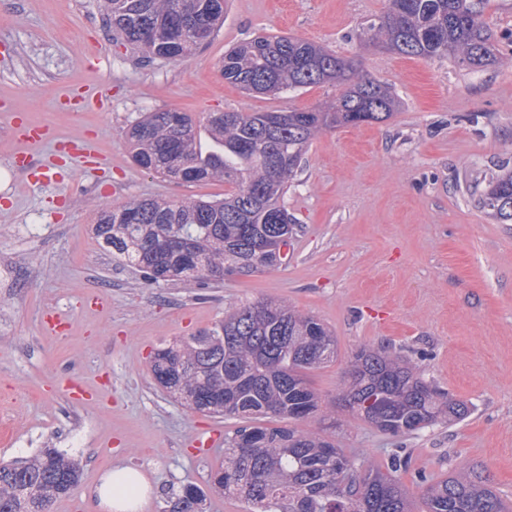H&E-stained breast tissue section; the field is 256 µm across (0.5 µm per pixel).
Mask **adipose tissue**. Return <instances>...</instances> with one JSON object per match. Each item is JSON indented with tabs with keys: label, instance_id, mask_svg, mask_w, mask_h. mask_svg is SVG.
Wrapping results in <instances>:
<instances>
[{
	"label": "adipose tissue",
	"instance_id": "1",
	"mask_svg": "<svg viewBox=\"0 0 512 512\" xmlns=\"http://www.w3.org/2000/svg\"><path fill=\"white\" fill-rule=\"evenodd\" d=\"M151 485L136 468H110L95 490L98 504L105 512H144Z\"/></svg>",
	"mask_w": 512,
	"mask_h": 512
}]
</instances>
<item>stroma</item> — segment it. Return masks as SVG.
Returning <instances> with one entry per match:
<instances>
[{
    "label": "stroma",
    "mask_w": 512,
    "mask_h": 512,
    "mask_svg": "<svg viewBox=\"0 0 512 512\" xmlns=\"http://www.w3.org/2000/svg\"><path fill=\"white\" fill-rule=\"evenodd\" d=\"M387 8L388 0H229L223 27L177 63L148 62L111 41L97 0H0V111L25 113L59 137L88 135L103 158L88 174L42 145L43 178L30 185L0 122V417L17 435L0 442V459L50 444L79 461L77 486L50 512H100L95 488L110 465L149 480L145 512H165L183 485L207 488L239 422L160 389L151 357L259 300L285 301L335 335V361L308 375L324 433L379 467L387 449H406L399 479L413 512L424 508L415 472L444 478L459 460L482 466L512 506V224L466 191L512 169V0H492L486 12L500 62L484 70L367 49L366 27ZM262 34L353 59L402 106L386 121L313 139L282 199L300 229L277 265L203 288L149 282L96 237L99 216L133 198L218 200L228 187L143 171L131 158V123L159 109L305 110L336 95L326 84L273 98L225 82V50ZM94 52L97 70L85 63ZM84 85L102 90L100 109L58 106L61 88ZM56 313L64 331H43ZM365 344L409 357L470 415L397 439L341 412L336 397ZM68 387L79 401L66 399Z\"/></svg>",
    "instance_id": "obj_1"
}]
</instances>
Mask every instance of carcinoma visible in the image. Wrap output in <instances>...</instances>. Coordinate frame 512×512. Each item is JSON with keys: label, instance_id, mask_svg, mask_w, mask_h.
<instances>
[{"label": "carcinoma", "instance_id": "cac0c4a2", "mask_svg": "<svg viewBox=\"0 0 512 512\" xmlns=\"http://www.w3.org/2000/svg\"><path fill=\"white\" fill-rule=\"evenodd\" d=\"M367 26L369 45L425 60L448 58L480 70L499 63L495 33L484 15L490 0H389ZM226 0H99L109 31L147 60L184 62L200 41H169L194 11L209 33L224 21ZM224 81L247 93L277 95L333 84L334 101L284 112L272 129L268 112H219L196 121L163 109L136 120L128 131L133 162L184 182L222 181L232 190L215 201L172 202L135 198L100 218L95 231L129 266L152 282H224L231 267L250 276L276 263V251H257L275 237L291 244L296 221L279 205L313 138L367 117L383 122L400 110L392 88L360 73L354 63L315 43L288 35H259L224 52ZM211 142L201 148L200 132ZM480 208L500 224L512 223V170L492 175L473 192ZM336 337L318 319L285 302L236 306L212 327L159 348L151 371L156 384L193 409L243 422L224 443V467L208 490L185 485L169 498V512H199L207 492L249 505L247 512H411L396 473L407 470L403 448L388 454L387 471L364 467L335 442L311 430L267 427L276 416L308 421L320 401L308 373L336 359ZM340 408L391 437L434 425L450 426L468 405L426 381L398 355L363 345L350 360ZM80 467L46 446L32 457L0 463V512H43L72 490ZM423 512H512L489 475L468 462L445 479L417 474Z\"/></svg>", "mask_w": 512, "mask_h": 512}]
</instances>
